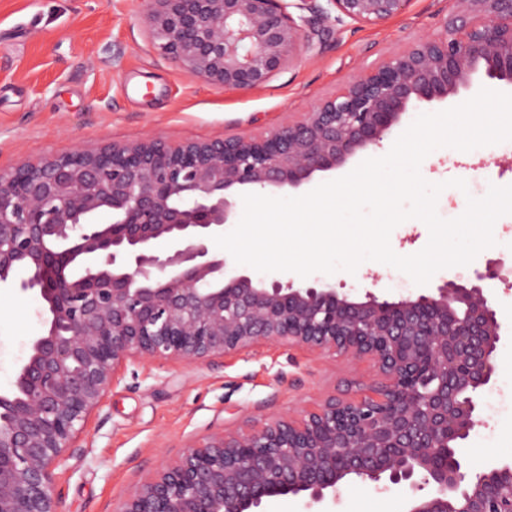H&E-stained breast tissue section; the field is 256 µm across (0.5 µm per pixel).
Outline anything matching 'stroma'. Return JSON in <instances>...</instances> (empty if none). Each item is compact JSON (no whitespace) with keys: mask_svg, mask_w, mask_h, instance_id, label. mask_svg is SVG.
<instances>
[{"mask_svg":"<svg viewBox=\"0 0 512 512\" xmlns=\"http://www.w3.org/2000/svg\"><path fill=\"white\" fill-rule=\"evenodd\" d=\"M445 0H410L380 26L330 23L321 44L265 87L240 91L194 78L160 55L148 40L139 0H0V170L75 149L97 151L151 136L171 145L233 135H261L299 119L346 81L370 71L415 39L440 33ZM420 173L445 183L437 212L460 216L467 197L490 185H512L506 143L481 152L443 147ZM466 190L450 187L452 179ZM332 281L363 297L419 292L404 273L367 261ZM491 287L507 329L496 389L484 395L486 426L464 445L473 469L512 459V412L502 403L512 387V285ZM38 295L0 291V388L10 385L16 360L41 325ZM375 377L372 361L269 344L210 361L144 358L129 364L104 394L79 443L85 454L55 471L59 512H113L118 502L185 446L224 430L285 417L330 397L346 399ZM409 491H342L340 512H407Z\"/></svg>","mask_w":512,"mask_h":512,"instance_id":"stroma-1","label":"stroma"}]
</instances>
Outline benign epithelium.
Listing matches in <instances>:
<instances>
[{
  "mask_svg": "<svg viewBox=\"0 0 512 512\" xmlns=\"http://www.w3.org/2000/svg\"><path fill=\"white\" fill-rule=\"evenodd\" d=\"M149 40L192 77L253 90L331 20L379 26L409 0H141ZM443 31L261 136L153 139L0 170V288L39 295L40 334L0 389V512H58L54 471L84 449L88 417L142 357L196 362L268 344L353 362L354 396L185 447L114 512H259L282 496L327 512L356 482L405 485L408 512H512V461L475 471L503 322L487 261L463 283L389 299L323 280L238 271L212 248L239 196L283 197L399 133L408 113L483 87L512 90V0H447ZM164 241V252L155 244Z\"/></svg>",
  "mask_w": 512,
  "mask_h": 512,
  "instance_id": "7a95c632",
  "label": "benign epithelium"
}]
</instances>
